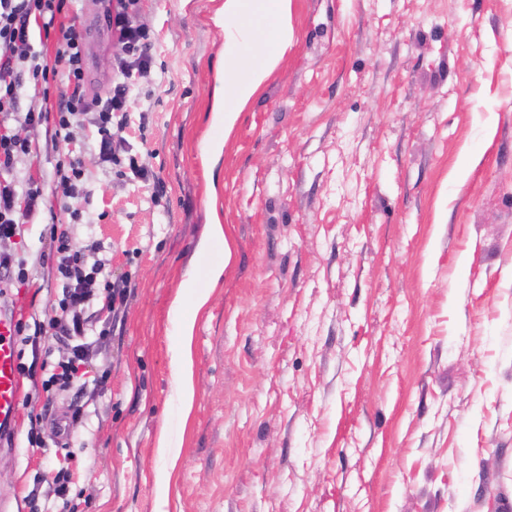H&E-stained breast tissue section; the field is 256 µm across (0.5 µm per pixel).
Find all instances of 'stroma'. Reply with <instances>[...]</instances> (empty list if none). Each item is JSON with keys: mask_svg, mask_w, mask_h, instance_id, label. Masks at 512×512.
<instances>
[{"mask_svg": "<svg viewBox=\"0 0 512 512\" xmlns=\"http://www.w3.org/2000/svg\"><path fill=\"white\" fill-rule=\"evenodd\" d=\"M223 2L138 3L153 64L120 135L162 191L99 164L90 117L65 151L24 131L15 178L44 201L0 314L56 315L55 224L130 295L92 309L74 388L24 382L0 503L35 512L64 470L77 512H512V0H292V44L229 132ZM73 8L91 100L114 38L104 0ZM67 153L78 224L51 193ZM201 296L183 333L172 304Z\"/></svg>", "mask_w": 512, "mask_h": 512, "instance_id": "stroma-1", "label": "stroma"}]
</instances>
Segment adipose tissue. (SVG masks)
Here are the masks:
<instances>
[{
	"mask_svg": "<svg viewBox=\"0 0 512 512\" xmlns=\"http://www.w3.org/2000/svg\"><path fill=\"white\" fill-rule=\"evenodd\" d=\"M291 0H224L219 14L227 20H241L248 10H255L268 21L267 34L271 48L259 65H249L236 51H229L224 68V84L230 87L235 100L234 107L224 108L220 117L225 129L235 125L241 106H244L262 87L276 67L280 57L292 41L289 25Z\"/></svg>",
	"mask_w": 512,
	"mask_h": 512,
	"instance_id": "1",
	"label": "adipose tissue"
}]
</instances>
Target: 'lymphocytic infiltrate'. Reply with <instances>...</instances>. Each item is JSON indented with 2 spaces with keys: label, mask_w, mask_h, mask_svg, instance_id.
<instances>
[{
  "label": "lymphocytic infiltrate",
  "mask_w": 512,
  "mask_h": 512,
  "mask_svg": "<svg viewBox=\"0 0 512 512\" xmlns=\"http://www.w3.org/2000/svg\"><path fill=\"white\" fill-rule=\"evenodd\" d=\"M68 0H0V275L5 280L25 284L28 270L19 253L11 249L28 218L43 201L35 180L19 183L12 175L18 158L31 152V143L17 135L20 127L52 124L56 142H68L72 127L81 115L92 114L97 129L93 148L101 162L118 163L120 156L112 129L126 112L142 79L151 72L153 38L135 20L138 0H116L108 9L109 27L116 39L115 61L120 73L109 95L88 101L85 82L83 40L76 19H63ZM53 44V58L33 50V36ZM61 78L55 104L20 109V92L26 81H44L49 75ZM49 253L64 280L60 313L48 321L18 317L14 333L21 345L30 347L33 358H40L43 341L49 336L76 338L67 360L57 363L50 383L70 385L80 367L88 361V349L81 339L87 333L84 309L94 295L101 264L86 265L85 256L73 251L67 233L53 235Z\"/></svg>",
  "instance_id": "1"
}]
</instances>
